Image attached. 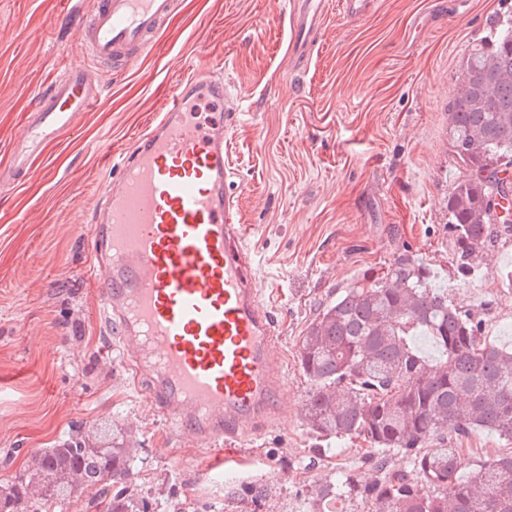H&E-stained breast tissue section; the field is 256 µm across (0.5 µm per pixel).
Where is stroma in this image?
<instances>
[{
	"instance_id": "1",
	"label": "stroma",
	"mask_w": 512,
	"mask_h": 512,
	"mask_svg": "<svg viewBox=\"0 0 512 512\" xmlns=\"http://www.w3.org/2000/svg\"><path fill=\"white\" fill-rule=\"evenodd\" d=\"M59 0H0V168L36 89L57 58L85 51L57 35ZM512 0H376L360 18L332 7L307 67L288 57L287 0H179L156 49L123 71L101 70L98 107L47 147L29 180L0 181V477L72 425L96 439L133 437L135 491L159 512H301L337 470L378 474L359 439L318 454L305 410L312 385L300 366L303 331L322 303L376 277L408 251L430 265L454 304L485 315L487 342L512 349V240L462 282L445 199L460 165L448 142V102L468 45ZM207 61L229 89L239 122L226 153L257 286L271 296L286 366L284 410L241 470L212 477L195 447L158 414L122 364L90 272L92 213L114 174L112 154L144 132L166 90ZM459 477L512 443L485 429L461 442ZM266 497L252 500L250 489Z\"/></svg>"
}]
</instances>
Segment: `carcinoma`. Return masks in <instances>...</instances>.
Wrapping results in <instances>:
<instances>
[{
    "mask_svg": "<svg viewBox=\"0 0 512 512\" xmlns=\"http://www.w3.org/2000/svg\"><path fill=\"white\" fill-rule=\"evenodd\" d=\"M448 103V140L462 169L446 199L458 277L469 280L487 249L512 238L496 224L495 182L512 168V17H496L471 45ZM485 319L463 312L431 283L426 265L399 254L385 273L344 289L306 326L300 365L312 383L306 424L326 448L361 437L383 472L360 485L338 471L306 512H335L355 494L377 512H512V451L457 479V441L483 428L512 441V350L482 338ZM440 352L432 364L419 344ZM404 455L414 476L389 468ZM139 460L130 435L100 444L79 425L0 487V512H63L83 497L102 512H153L125 490Z\"/></svg>",
    "mask_w": 512,
    "mask_h": 512,
    "instance_id": "carcinoma-1",
    "label": "carcinoma"
}]
</instances>
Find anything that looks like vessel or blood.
<instances>
[{
	"instance_id": "b4317fda",
	"label": "vessel or blood",
	"mask_w": 512,
	"mask_h": 512,
	"mask_svg": "<svg viewBox=\"0 0 512 512\" xmlns=\"http://www.w3.org/2000/svg\"><path fill=\"white\" fill-rule=\"evenodd\" d=\"M179 0H89L69 29L88 65L68 64L38 87L22 134L10 143L8 179L23 182L46 148L99 104L90 67L120 70L150 54ZM288 49L308 64L327 0H289ZM210 67L172 85L145 133L124 153L93 215L90 247L101 312L156 411L197 446L259 437L282 408L285 375L274 309L244 255L225 160L237 115Z\"/></svg>"
}]
</instances>
